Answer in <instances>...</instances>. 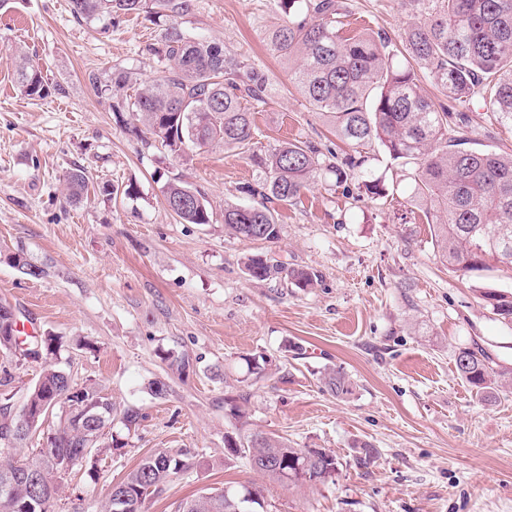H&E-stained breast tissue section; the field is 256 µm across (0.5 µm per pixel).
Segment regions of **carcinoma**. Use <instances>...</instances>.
I'll use <instances>...</instances> for the list:
<instances>
[{"instance_id":"carcinoma-1","label":"carcinoma","mask_w":512,"mask_h":512,"mask_svg":"<svg viewBox=\"0 0 512 512\" xmlns=\"http://www.w3.org/2000/svg\"><path fill=\"white\" fill-rule=\"evenodd\" d=\"M422 17L405 29V58L392 41L379 34L342 32L338 0H278L283 22L268 34L278 57L294 63L288 72L308 104L326 115L336 137L358 153L377 143L390 160L412 170L413 200L433 226V244L443 262L465 272L480 271L491 262L512 268V154L468 147L467 131L452 123L455 114L442 102L425 94L421 83L429 80L448 101L458 106L479 101L503 125L512 126V0H421ZM78 19L140 14L147 10L161 27V39L152 50L166 61L164 75L142 85L134 97L115 106L117 116L127 112L125 129L166 155L181 157L191 145L221 143L226 149L251 150L258 135L255 107L265 103L267 80L255 67L224 54V46L185 35L177 19L192 9V0H70ZM15 75L20 92L43 99L50 85L39 67L22 51H15ZM86 82L95 91L118 93L128 87L129 76L114 72L109 79L90 71ZM260 170L253 183L242 187L250 204L224 207V229L253 241H273L280 236L279 205L300 200L324 170L342 184L355 177L304 142H285L263 153H252ZM89 178L81 168L67 175V199L78 203L87 195ZM168 210L187 224H209L212 215L205 194L182 183H170L164 194ZM245 273L252 279H280L292 288L314 287L319 276L309 268L272 264L261 254L244 257ZM480 299L495 319L512 324V291L478 289ZM0 325V352L28 359L40 347L46 363L29 388L26 400H45L66 414L60 427L48 434L49 447L26 460L10 452L29 438L4 441L6 423L0 422V481L10 471L23 468L52 470L85 464L96 475V458L124 443L111 437L106 446L90 437L112 425V398L89 385L75 387L59 369L56 337L47 334L22 341L20 334ZM247 373L256 380L268 373L262 355L244 358ZM456 370L484 400L512 383L504 372L490 366L479 347L459 349ZM15 376L0 370V410L13 400ZM326 389L338 398L353 394L350 378L342 369L322 373ZM96 454L78 455L80 448ZM232 454L244 453L255 470L277 481L302 486L336 481L339 462L322 448H293L281 436L255 432L246 437L225 436ZM357 463L368 465L378 449L356 441ZM187 448L157 449L144 456L116 485L132 501L161 493L173 478L191 466ZM260 491L226 487L181 502L177 512H251ZM32 489L16 484L9 496L0 494V512H28Z\"/></svg>"}]
</instances>
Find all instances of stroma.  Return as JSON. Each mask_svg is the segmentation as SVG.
<instances>
[{"label":"stroma","instance_id":"1","mask_svg":"<svg viewBox=\"0 0 512 512\" xmlns=\"http://www.w3.org/2000/svg\"><path fill=\"white\" fill-rule=\"evenodd\" d=\"M344 31H373L400 43L420 11L417 0H342ZM275 0H194L181 29L224 46L226 55L267 76L256 110V150L287 141L315 145L344 160L349 147L312 110L270 49L280 21ZM160 30L143 16L78 19L70 0H10L0 9V302L36 335L56 336V363L74 385L102 388L116 411L140 409L132 429L114 424L122 449L98 456L97 476L69 471L48 512H96L100 502L158 448L191 449L193 464L142 512L229 486L260 490L263 512H512V387L480 400L455 366L459 348H483L512 369V326L485 309L481 287L512 290V269H449L412 201L408 168L380 145L365 170L386 195H361L323 174L300 202L280 207V237L249 241L224 229V207L244 204L255 181L248 155L223 146L193 147L179 158L126 133L107 93L87 71L124 70L143 83L165 63L151 51ZM25 52L54 90L44 99L19 91L11 58ZM479 147L512 153V128L479 103L467 109ZM83 168L88 200L67 202L64 179ZM204 192L213 220L186 224L164 203L168 182ZM135 184L136 197L104 196L100 183ZM23 254L42 268L33 278L10 261ZM264 254L318 272L316 288L255 281L242 259ZM184 358L171 369L166 353ZM267 356L265 379L244 382V359ZM343 369L353 394L331 395L320 377ZM166 384L155 396L152 382ZM244 397L239 426L224 400ZM323 448L339 462L335 482L294 486L229 455L232 429ZM378 449L361 466L351 444Z\"/></svg>","mask_w":512,"mask_h":512}]
</instances>
